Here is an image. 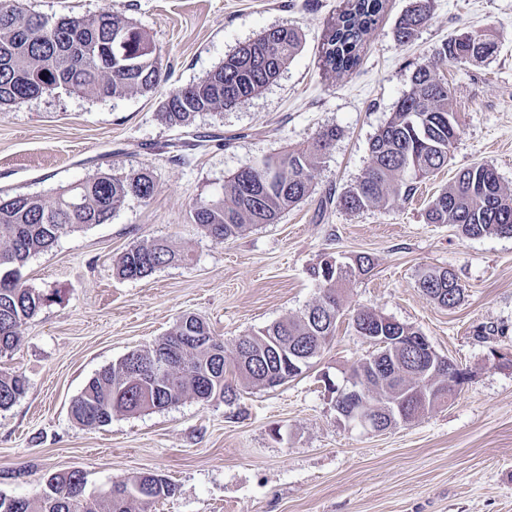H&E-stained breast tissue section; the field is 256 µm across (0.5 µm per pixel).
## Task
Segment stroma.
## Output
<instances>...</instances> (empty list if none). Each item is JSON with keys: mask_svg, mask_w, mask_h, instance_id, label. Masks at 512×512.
Instances as JSON below:
<instances>
[{"mask_svg": "<svg viewBox=\"0 0 512 512\" xmlns=\"http://www.w3.org/2000/svg\"><path fill=\"white\" fill-rule=\"evenodd\" d=\"M48 18L108 10L143 29L164 54L153 91L94 98L58 89L0 109V196L53 200L99 172L144 167L155 183L110 223L81 227L32 256L28 287L60 300L19 330L0 371L22 374L25 393L0 410V492L35 499L44 477L80 471L88 491L145 471L176 487L154 512H512V237H461L431 224L432 196L456 174L491 165L512 191V0H432V18L408 44L394 35L411 0H387L350 74H327L322 44L343 0H23ZM295 27L301 49L276 81L228 110L169 127L161 106L204 78L239 44L273 26ZM488 29L498 50L453 66L435 50L448 36ZM433 64L455 92L459 136L447 167L414 197L350 213L334 203L371 163L369 144ZM339 136L309 194L276 223L223 244L190 217L199 197L222 191L247 162ZM167 240L182 262L131 280L118 257ZM368 255L372 271L344 282L332 341L314 367L268 388L234 380V401L187 399L164 410L115 415L86 428L69 405L86 382L128 353L147 350L181 315L205 320L233 356L242 336L301 315L319 296L308 270L327 257ZM427 268L453 270L464 289L440 306L419 286ZM367 310L421 332L470 379L449 403L379 434L338 419L321 378L342 373L371 347L353 318Z\"/></svg>", "mask_w": 512, "mask_h": 512, "instance_id": "35a3bbf8", "label": "stroma"}]
</instances>
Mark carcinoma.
I'll return each instance as SVG.
<instances>
[{"mask_svg":"<svg viewBox=\"0 0 512 512\" xmlns=\"http://www.w3.org/2000/svg\"><path fill=\"white\" fill-rule=\"evenodd\" d=\"M384 8L385 0H345L323 43L326 72L341 75L357 69ZM429 18V0H412L396 26L397 40H410ZM299 48V33L293 27L261 31L205 78L172 91L163 103V119L171 127H187L202 112L242 104L274 82ZM496 50L491 34L462 31L442 43L436 55L465 66L484 61ZM161 70V49L124 17L103 11L90 19H49L26 10L19 0H0V108L19 106L61 87L96 98L145 94L159 84ZM411 82L410 91L369 144L372 163L366 173L338 197L342 209L355 213L384 206L395 196L408 199L416 182L448 165L459 131L454 91L427 64L416 68ZM336 137V129L329 128L306 146L242 165L225 181L221 197L193 201V222L219 244L251 226L275 223L309 194L312 172ZM153 192V176L141 167L121 174L100 172L61 189L51 201L28 195L0 197V355L15 348L18 329L52 300L24 285L22 269L29 258L68 232L110 222L127 200L146 202ZM427 220L451 224L466 238L512 236V194L490 165L475 164L430 201ZM179 259L181 254L166 241L153 240L127 249L115 269L124 279H143ZM371 268L367 255L356 256L350 270L341 274L326 259L312 267L319 301L332 300L330 311L316 318H286L241 337L232 362L235 374L263 386L268 375L283 370L281 352L305 350L315 337L333 336L339 314L337 289ZM419 286L448 308L455 307L464 293L448 269L424 270ZM354 320L376 332L388 330L383 317L373 312L360 311ZM156 353L175 358L176 370L163 378L136 375ZM226 366L224 341L213 336L204 320L184 314L153 348L134 351L92 377L71 401V417L84 427L97 428L110 424L118 413L165 409L186 398L230 401L236 392L226 381ZM367 380L377 402L394 390L384 378ZM25 390L24 376L0 371V410L12 406ZM174 493L175 485L167 478L143 472L95 496L86 492L83 474L71 471L44 479L34 501L1 493L0 512H152L156 503Z\"/></svg>","mask_w":512,"mask_h":512,"instance_id":"obj_1","label":"carcinoma"}]
</instances>
